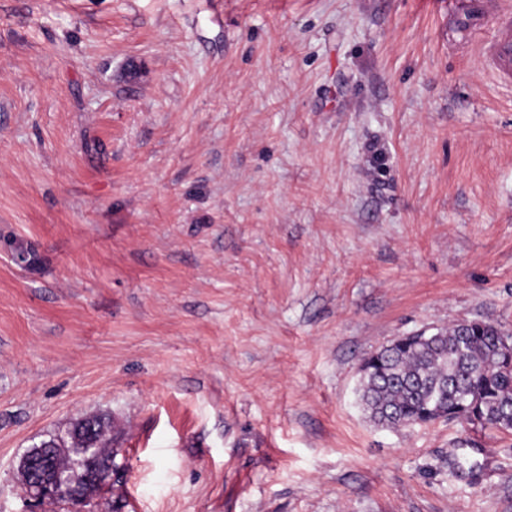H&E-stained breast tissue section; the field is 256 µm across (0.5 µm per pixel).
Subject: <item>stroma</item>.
Listing matches in <instances>:
<instances>
[{
    "instance_id": "obj_1",
    "label": "stroma",
    "mask_w": 512,
    "mask_h": 512,
    "mask_svg": "<svg viewBox=\"0 0 512 512\" xmlns=\"http://www.w3.org/2000/svg\"><path fill=\"white\" fill-rule=\"evenodd\" d=\"M452 1L0 0V512L98 413L93 512H512V431L358 393L396 337L512 332V0ZM489 61L505 78L512 76V36H498L489 45ZM112 442V418L96 414L74 420L64 434L48 433L39 444L21 455L18 473L26 460H35L45 453H52L58 471L73 473L84 469L92 459L107 456Z\"/></svg>"
}]
</instances>
